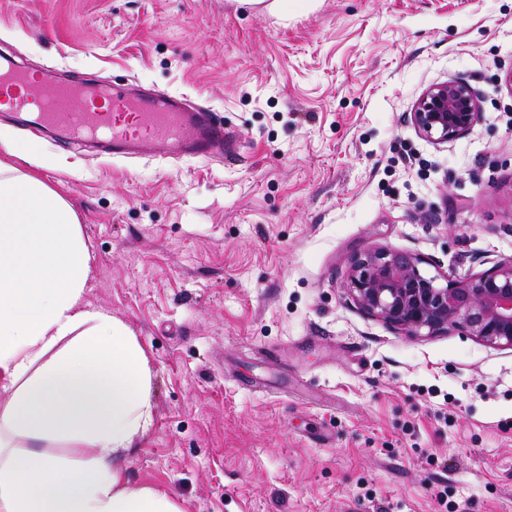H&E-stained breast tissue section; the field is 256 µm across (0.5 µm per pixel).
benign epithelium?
I'll use <instances>...</instances> for the list:
<instances>
[{
  "label": "benign epithelium",
  "mask_w": 512,
  "mask_h": 512,
  "mask_svg": "<svg viewBox=\"0 0 512 512\" xmlns=\"http://www.w3.org/2000/svg\"><path fill=\"white\" fill-rule=\"evenodd\" d=\"M477 101L464 82L430 87L416 103L411 122L439 143L471 130ZM425 260L412 253L374 248L355 255L346 288L365 313L407 336L459 329L494 347L512 349V258L462 278L426 276Z\"/></svg>",
  "instance_id": "7a95c632"
}]
</instances>
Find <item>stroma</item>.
Masks as SVG:
<instances>
[{"instance_id":"stroma-1","label":"stroma","mask_w":512,"mask_h":512,"mask_svg":"<svg viewBox=\"0 0 512 512\" xmlns=\"http://www.w3.org/2000/svg\"><path fill=\"white\" fill-rule=\"evenodd\" d=\"M214 110L234 157L35 143L90 253L84 300L155 372L126 465L182 512H512V349L364 314L382 247L462 277L512 257V0H0V49ZM463 81L480 117L410 121ZM479 113L470 86L448 82L433 85L422 95L411 113V122L419 134L444 143L469 132Z\"/></svg>"}]
</instances>
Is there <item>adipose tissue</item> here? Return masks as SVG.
I'll use <instances>...</instances> for the list:
<instances>
[{"label": "adipose tissue", "mask_w": 512, "mask_h": 512, "mask_svg": "<svg viewBox=\"0 0 512 512\" xmlns=\"http://www.w3.org/2000/svg\"><path fill=\"white\" fill-rule=\"evenodd\" d=\"M0 512H182L125 463L153 421L133 330L83 300L90 255L35 146L0 129ZM79 449L76 457L51 447Z\"/></svg>", "instance_id": "obj_1"}]
</instances>
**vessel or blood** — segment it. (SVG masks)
I'll list each match as a JSON object with an SVG mask.
<instances>
[{
    "instance_id": "obj_1",
    "label": "vessel or blood",
    "mask_w": 512,
    "mask_h": 512,
    "mask_svg": "<svg viewBox=\"0 0 512 512\" xmlns=\"http://www.w3.org/2000/svg\"><path fill=\"white\" fill-rule=\"evenodd\" d=\"M18 57L15 51L0 54V106L56 146L90 140L112 158H132L152 146L178 158L228 152L229 134L210 108L164 90L136 95L90 77H61L52 67L33 73Z\"/></svg>"
}]
</instances>
